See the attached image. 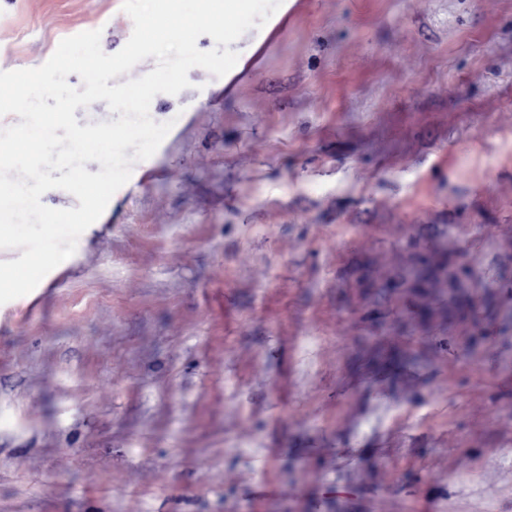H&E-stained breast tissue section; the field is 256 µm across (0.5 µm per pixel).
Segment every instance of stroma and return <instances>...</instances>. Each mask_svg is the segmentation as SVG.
<instances>
[{"mask_svg": "<svg viewBox=\"0 0 512 512\" xmlns=\"http://www.w3.org/2000/svg\"><path fill=\"white\" fill-rule=\"evenodd\" d=\"M133 31L0 0V71ZM0 304V512H512V0H290Z\"/></svg>", "mask_w": 512, "mask_h": 512, "instance_id": "obj_1", "label": "stroma"}]
</instances>
